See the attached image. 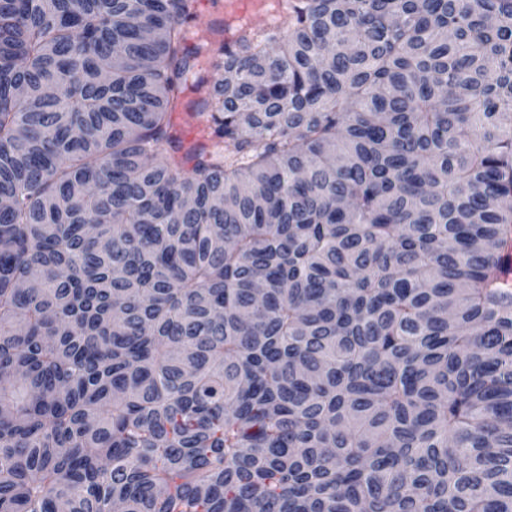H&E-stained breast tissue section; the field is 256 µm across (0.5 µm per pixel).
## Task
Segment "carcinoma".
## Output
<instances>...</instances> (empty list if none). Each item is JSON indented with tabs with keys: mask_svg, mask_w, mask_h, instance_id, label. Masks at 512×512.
Here are the masks:
<instances>
[{
	"mask_svg": "<svg viewBox=\"0 0 512 512\" xmlns=\"http://www.w3.org/2000/svg\"><path fill=\"white\" fill-rule=\"evenodd\" d=\"M195 17L0 0V512H512V0ZM205 13L207 17L203 19L198 9L197 17L190 21L186 27L189 30V46L193 47L199 42L192 39L193 32L197 27L204 24L224 28V42L232 43L242 30L250 27L249 15L256 9H267L270 16V29H279V18L288 13V7L291 2L288 0L256 1V0H208ZM225 1V2H224Z\"/></svg>",
	"mask_w": 512,
	"mask_h": 512,
	"instance_id": "carcinoma-1",
	"label": "carcinoma"
}]
</instances>
